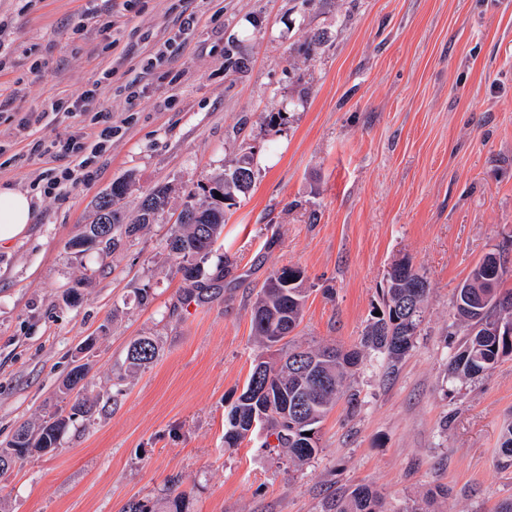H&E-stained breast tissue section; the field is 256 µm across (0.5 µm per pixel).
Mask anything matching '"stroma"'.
<instances>
[{
    "label": "stroma",
    "instance_id": "stroma-1",
    "mask_svg": "<svg viewBox=\"0 0 512 512\" xmlns=\"http://www.w3.org/2000/svg\"><path fill=\"white\" fill-rule=\"evenodd\" d=\"M186 12L197 24L184 36ZM1 21L0 142L14 151L0 155V187L30 191L50 167L31 140L66 139L95 112L120 130L88 181L34 199L24 235L0 245V443L71 402L75 362L97 403L55 451L0 476V512L160 508L177 487L188 512H326L358 485L387 512L438 488L437 512L512 501L499 461L512 357L474 380L448 374L464 337L456 286L501 247L512 289V0H0ZM168 39V66L148 68ZM90 90L87 111H68ZM244 154L254 187L201 262L213 291L201 300L166 240L184 191ZM118 179L126 216L163 185L168 211L116 250L70 249ZM404 258L429 283L421 334L399 361L365 355L348 382L358 403L325 417L317 456L289 462L261 431L225 447L272 271L305 275L293 343L349 348ZM138 336L157 337L160 356L128 371Z\"/></svg>",
    "mask_w": 512,
    "mask_h": 512
}]
</instances>
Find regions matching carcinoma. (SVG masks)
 <instances>
[{
	"instance_id": "carcinoma-1",
	"label": "carcinoma",
	"mask_w": 512,
	"mask_h": 512,
	"mask_svg": "<svg viewBox=\"0 0 512 512\" xmlns=\"http://www.w3.org/2000/svg\"><path fill=\"white\" fill-rule=\"evenodd\" d=\"M251 157L208 179L200 185L203 198L190 191L184 195L178 227L170 234L168 246L185 259L179 269L186 281H198L201 268L196 259L207 257L224 230L226 210L254 186ZM221 198H216V192ZM172 188L157 187L142 199L137 214L125 220L115 208L112 195H99L95 224L108 226L106 244L117 247L164 213ZM504 268L493 269L480 262L466 280L455 288V316L466 327L459 351L448 364V375L474 379L492 370L503 358L512 356V335L493 333L500 320L512 321V291L501 288ZM303 272L295 266L274 270L257 293L252 306V330L262 348H278L277 357L255 360L242 394L228 413L224 447L236 448L248 437L251 418L261 419L259 428L275 437L277 447L289 458L303 463L319 451L318 424L343 393L366 351L379 352L399 360L414 347L424 321L429 283L406 259L394 267L390 286L383 292L381 315L368 322L360 348H303L289 336L299 326L306 290ZM156 339L142 336L128 348V368L146 367L158 357ZM91 415L92 408L78 400L70 412H54L43 419L37 431L21 425L0 448V476L34 452L49 453L60 445L75 413ZM332 512H385L379 494L368 486H358L331 502Z\"/></svg>"
}]
</instances>
